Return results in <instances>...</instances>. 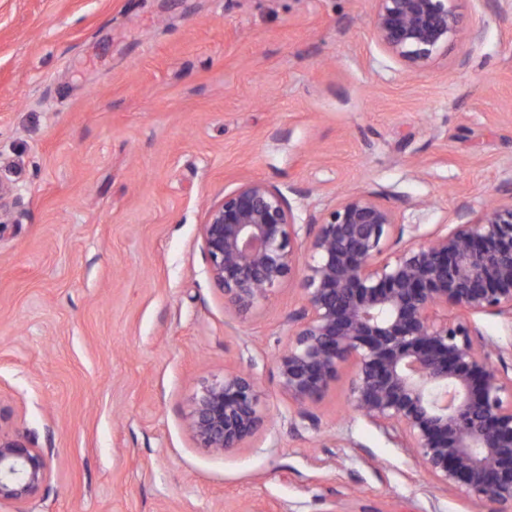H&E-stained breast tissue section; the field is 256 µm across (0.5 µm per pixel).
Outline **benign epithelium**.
Instances as JSON below:
<instances>
[{
	"mask_svg": "<svg viewBox=\"0 0 512 512\" xmlns=\"http://www.w3.org/2000/svg\"><path fill=\"white\" fill-rule=\"evenodd\" d=\"M371 38L410 72L452 41L478 38L457 0H373ZM423 244L374 193H349L311 218L309 257L281 189L248 180L210 205L202 224L208 271L227 303L247 310L298 275L303 306L275 366L302 405L351 364V405L398 434L439 483L512 512V375L477 338L475 315L512 318V199L457 213ZM399 244L395 258L387 251ZM451 307L454 318L439 309ZM265 422L252 376L202 386L187 425L202 448H239ZM51 477L28 436L0 429V505L30 512Z\"/></svg>",
	"mask_w": 512,
	"mask_h": 512,
	"instance_id": "1",
	"label": "benign epithelium"
}]
</instances>
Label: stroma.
<instances>
[{
  "label": "stroma",
  "instance_id": "35a3bbf8",
  "mask_svg": "<svg viewBox=\"0 0 512 512\" xmlns=\"http://www.w3.org/2000/svg\"><path fill=\"white\" fill-rule=\"evenodd\" d=\"M474 42L405 73L372 0H0V428L50 457L32 512H469L356 411L352 366L306 406L275 368L299 277L225 305L207 208L279 187L297 223L374 192L425 240L512 193V0H459ZM267 415L199 447L202 383ZM265 418L253 377L227 373L202 386L193 400L187 425L200 447L224 452L241 448Z\"/></svg>",
  "mask_w": 512,
  "mask_h": 512
}]
</instances>
